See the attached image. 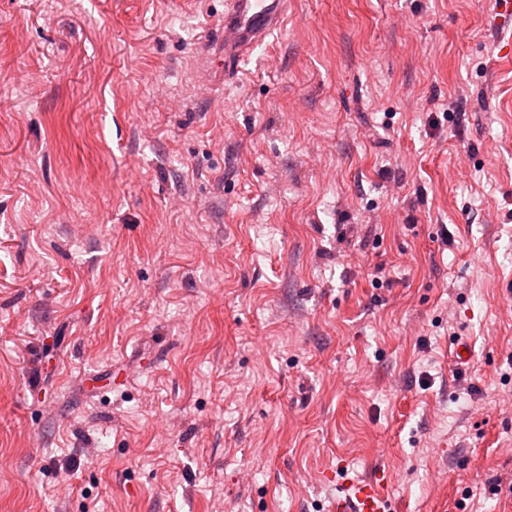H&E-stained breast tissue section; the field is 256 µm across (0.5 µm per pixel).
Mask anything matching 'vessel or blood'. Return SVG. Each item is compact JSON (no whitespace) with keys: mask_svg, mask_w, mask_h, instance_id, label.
<instances>
[{"mask_svg":"<svg viewBox=\"0 0 512 512\" xmlns=\"http://www.w3.org/2000/svg\"><path fill=\"white\" fill-rule=\"evenodd\" d=\"M289 0H224V63L238 70L251 50L273 32L282 29ZM390 479L384 468L368 476L347 478L336 485L327 512H394L386 491Z\"/></svg>","mask_w":512,"mask_h":512,"instance_id":"obj_1","label":"vessel or blood"}]
</instances>
